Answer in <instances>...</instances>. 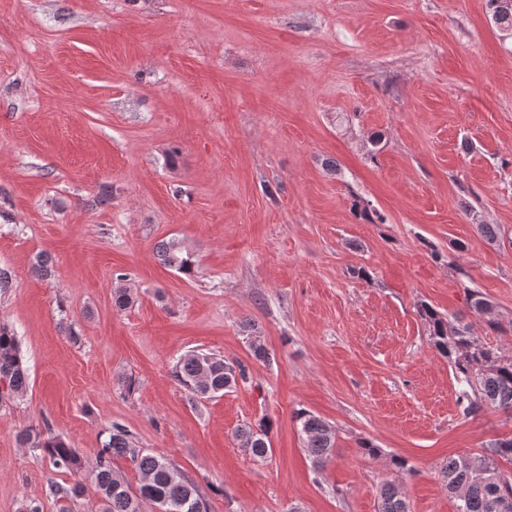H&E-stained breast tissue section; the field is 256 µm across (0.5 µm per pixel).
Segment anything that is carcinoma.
<instances>
[{
  "mask_svg": "<svg viewBox=\"0 0 512 512\" xmlns=\"http://www.w3.org/2000/svg\"><path fill=\"white\" fill-rule=\"evenodd\" d=\"M488 3L494 23L512 32V0ZM158 256L163 264L180 273L195 272L192 253L176 241L160 244ZM468 300L472 312L487 317L489 331L501 332L493 316L495 306L485 294L473 289ZM418 315L430 344L448 359L463 416L476 417L488 410L512 412V356L502 354L475 335L461 315L447 316L426 303L418 306ZM173 374L194 406L247 382L246 367L241 362L197 351L180 357ZM0 383L6 387L0 392V399L17 396L28 387L20 338L15 329L5 324L0 325ZM295 422L306 455L315 468H323L336 447L334 429L321 417L302 409L296 412ZM268 431L264 423H245L238 428L237 436L253 456L263 459L270 451ZM18 441L41 449L59 471L76 475L86 468L77 449L48 428H25L18 434ZM126 458L139 473V484L134 489L114 467L117 460ZM504 463L512 464V437L492 442L487 455L448 458L440 470L441 482L456 500V512H499L498 503L512 498V476L502 468ZM89 475V486L81 480L51 485V493L64 502L60 512H70L69 503L83 499L90 488L101 503V512H145L148 505H164L170 512H208L207 500L194 482L163 456L137 447L126 427L117 422L112 424ZM378 512H411L400 485L392 481L381 484Z\"/></svg>",
  "mask_w": 512,
  "mask_h": 512,
  "instance_id": "cac0c4a2",
  "label": "carcinoma"
}]
</instances>
